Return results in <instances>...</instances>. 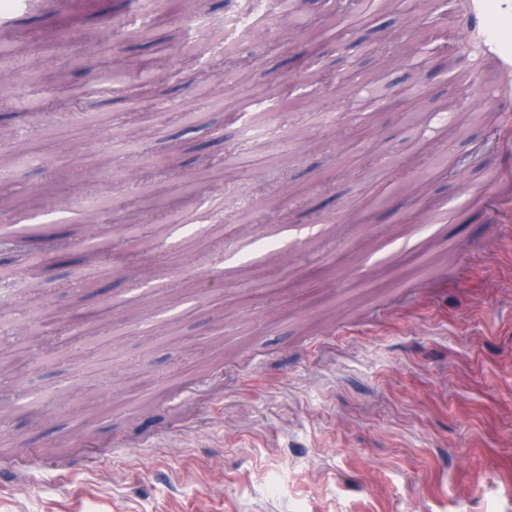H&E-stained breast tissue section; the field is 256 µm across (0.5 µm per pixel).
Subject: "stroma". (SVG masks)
<instances>
[{
  "instance_id": "stroma-1",
  "label": "stroma",
  "mask_w": 512,
  "mask_h": 512,
  "mask_svg": "<svg viewBox=\"0 0 512 512\" xmlns=\"http://www.w3.org/2000/svg\"><path fill=\"white\" fill-rule=\"evenodd\" d=\"M129 10L97 0L67 23L16 21L32 37L62 27L47 69L73 87L111 60L161 69L144 113L91 97L85 119L53 110L30 129L10 109L42 85L19 69L0 88V145L12 150L20 132L28 153L0 168V192L13 197L0 225L42 228L69 254L34 278L27 305L0 292V446L45 459L23 484L17 464L0 461V512H71L76 501L80 512H512V240L472 194L502 152L462 180L434 169L485 137L483 90L434 60L384 65L324 43L336 83L300 100L304 138L287 142L271 131L283 107L268 89L305 83L291 58L306 33L266 20L270 38L235 46L255 62L247 87H201L177 52L191 13L156 0L139 39L113 25ZM380 69L396 89L422 83L421 109L458 113V125L413 126L385 106L363 122L355 79ZM243 91L268 118L260 162L213 210L224 178L207 160L244 139L248 115L226 120ZM315 110L331 123L315 125ZM102 112L124 133L148 127L137 166L87 123ZM147 174L170 214L203 222L158 225L125 266L96 275L79 262L76 210L107 197L109 223H123L146 205L126 187ZM390 177L411 191L376 202ZM244 202L257 220L247 235ZM437 207L450 216L438 228L426 221ZM403 281L414 289L399 292ZM51 311L91 315L90 336L73 350L38 329ZM351 317L361 328L340 335ZM54 457L76 468L73 483L58 482Z\"/></svg>"
}]
</instances>
